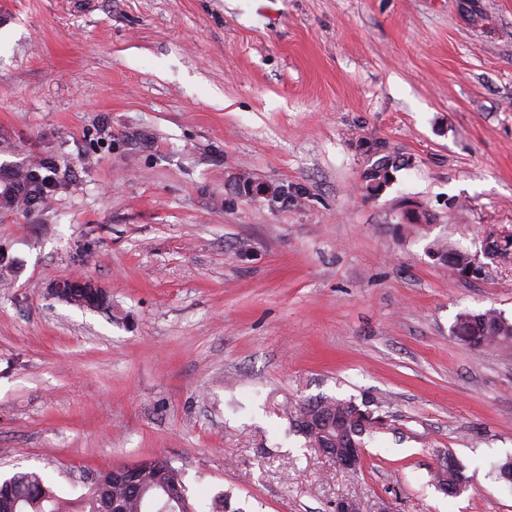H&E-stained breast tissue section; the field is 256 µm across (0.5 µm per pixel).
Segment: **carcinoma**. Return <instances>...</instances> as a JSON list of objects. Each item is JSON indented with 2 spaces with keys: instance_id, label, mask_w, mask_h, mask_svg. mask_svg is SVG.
Returning a JSON list of instances; mask_svg holds the SVG:
<instances>
[{
  "instance_id": "1",
  "label": "carcinoma",
  "mask_w": 512,
  "mask_h": 512,
  "mask_svg": "<svg viewBox=\"0 0 512 512\" xmlns=\"http://www.w3.org/2000/svg\"><path fill=\"white\" fill-rule=\"evenodd\" d=\"M392 163L382 159L369 170V188L386 183ZM14 185L20 187L24 207L41 205L52 191V182L40 168L31 165L14 170ZM434 257L448 263L453 271L471 264L466 253L452 248L443 239L431 244ZM454 335L476 350L496 348L512 354V320L490 308L480 313L458 315L453 326ZM376 418L368 409H361L354 401L327 398L305 403L296 408V427L316 447L313 434L321 436L326 448H346L350 444L363 445V436L374 428ZM433 480L449 496L466 489L467 480L453 455L448 462L433 470ZM135 489L112 478V472L100 471L86 485L79 497L78 512H180L189 509L186 488L181 472L170 461L154 462L141 471ZM27 496L20 500L21 512H67V502L61 498L49 479L39 471L17 472L0 480V498L14 499L20 491Z\"/></svg>"
}]
</instances>
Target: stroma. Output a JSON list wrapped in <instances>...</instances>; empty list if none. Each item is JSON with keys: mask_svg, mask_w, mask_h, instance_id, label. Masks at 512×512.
<instances>
[{"mask_svg": "<svg viewBox=\"0 0 512 512\" xmlns=\"http://www.w3.org/2000/svg\"><path fill=\"white\" fill-rule=\"evenodd\" d=\"M32 161L48 204L0 210L1 476L73 500L164 458L194 512H512V357L453 335L512 319V0H0V167ZM319 396L380 401L359 470L284 415ZM431 250L434 257L448 263V268L454 272H461L463 268L471 264L473 261L467 253L452 248L448 242L443 239H436L431 244ZM448 455V464L445 463L441 467L433 470V480L436 486H439L443 490V493L448 496L461 494L467 487V480L464 478L461 471V466L457 459L452 455ZM462 492H459V489Z\"/></svg>", "mask_w": 512, "mask_h": 512, "instance_id": "obj_1", "label": "stroma"}]
</instances>
